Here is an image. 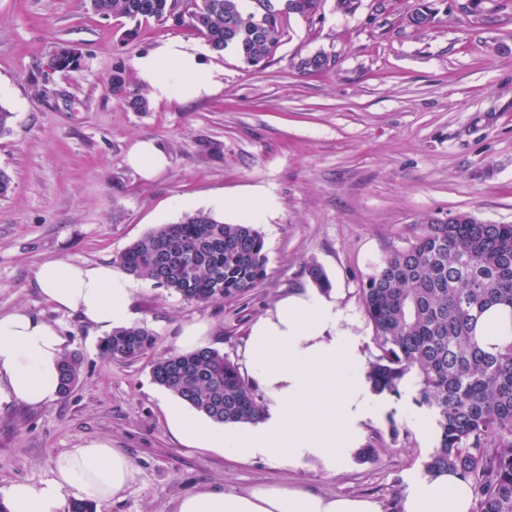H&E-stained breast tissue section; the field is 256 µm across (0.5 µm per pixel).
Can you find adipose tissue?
Masks as SVG:
<instances>
[{
	"mask_svg": "<svg viewBox=\"0 0 512 512\" xmlns=\"http://www.w3.org/2000/svg\"><path fill=\"white\" fill-rule=\"evenodd\" d=\"M141 85L157 100L195 99L220 84L217 68L178 41L139 56ZM127 162L144 179L162 173L168 158L150 139L134 140ZM35 284L57 309L79 314L98 332L131 326L133 280L111 264L48 261ZM354 318L336 290L308 285L278 298L251 326L245 360L265 395L254 422L218 424L185 402H167L170 431L186 446L225 457L263 459L295 469L327 473L350 466L364 426L392 410L367 379V363ZM66 340L58 327L22 308L0 313V403L39 406L59 395L60 361ZM131 460L104 440L61 454L51 478L18 481L0 489L8 512H64L68 494L99 501L119 494ZM474 493L456 472L442 471L414 482L403 512H471ZM176 512H380L368 498H351L304 488L259 486L241 493L201 490L181 498Z\"/></svg>",
	"mask_w": 512,
	"mask_h": 512,
	"instance_id": "adipose-tissue-1",
	"label": "adipose tissue"
}]
</instances>
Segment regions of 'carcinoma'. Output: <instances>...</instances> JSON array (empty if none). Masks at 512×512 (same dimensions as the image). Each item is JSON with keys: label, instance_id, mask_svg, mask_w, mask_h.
Listing matches in <instances>:
<instances>
[{"label": "carcinoma", "instance_id": "1", "mask_svg": "<svg viewBox=\"0 0 512 512\" xmlns=\"http://www.w3.org/2000/svg\"><path fill=\"white\" fill-rule=\"evenodd\" d=\"M325 0H88L104 19L127 21L132 42L142 24L187 26L215 51H230L245 68L263 69L284 44L289 22H312ZM438 9L430 0L410 15L426 30ZM324 52L300 59L302 72L332 69ZM122 66L112 71V93H127ZM135 279L207 304L232 300L268 276L265 240L254 224H226L199 211L177 224H162L115 259ZM365 316L378 350L368 380L379 394L399 397L415 389L414 402L433 415L438 444L423 463L425 473L454 470L475 492L474 512H512V343L490 352L475 326L495 305L512 308V224H487L467 213L431 221L404 249L386 253L361 288ZM144 325L112 330L102 356L137 360L154 348ZM81 359L64 355L60 390L79 381ZM153 380L212 421H252L264 401L239 368L218 350L175 353L156 361Z\"/></svg>", "mask_w": 512, "mask_h": 512}]
</instances>
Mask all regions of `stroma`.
<instances>
[{
  "instance_id": "1",
  "label": "stroma",
  "mask_w": 512,
  "mask_h": 512,
  "mask_svg": "<svg viewBox=\"0 0 512 512\" xmlns=\"http://www.w3.org/2000/svg\"><path fill=\"white\" fill-rule=\"evenodd\" d=\"M416 5L362 0L343 15L326 0L321 18L292 20L274 60L247 72L186 27L150 23L127 43L122 20L89 13L83 0H0V104L15 114L11 134L0 137V169L13 180L0 196V313L23 308L58 323L82 361L68 395L37 407L0 405V488L48 479L62 452L105 439L133 471L96 512H176L200 490L261 485L366 497L397 512L429 450L395 413L365 430L376 460L335 475L233 463L170 433L168 392L152 366L177 352L194 321L210 324L212 348L243 364L251 323L308 285L313 264L375 358L361 286L387 251L408 247L433 219L469 213L512 224V0H440V23L423 32L406 22ZM172 39L220 70L218 90L152 101L143 112L109 91L116 66L133 70L138 56ZM64 46L79 50V66L45 73L46 58ZM319 51L335 56L334 69L299 72L298 61ZM137 138L167 150L170 164L154 181L125 162ZM256 194L273 201L259 225L267 279L235 301L205 305L137 281L135 322L156 339L139 360L102 357L101 333L56 310L34 284L44 262H113L216 196L229 203L221 220L240 222L239 201Z\"/></svg>"
}]
</instances>
